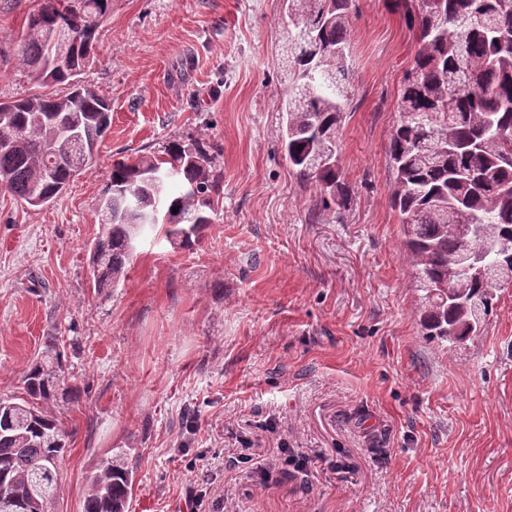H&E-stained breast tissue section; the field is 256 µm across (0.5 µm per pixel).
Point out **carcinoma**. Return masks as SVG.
Listing matches in <instances>:
<instances>
[{
  "mask_svg": "<svg viewBox=\"0 0 512 512\" xmlns=\"http://www.w3.org/2000/svg\"><path fill=\"white\" fill-rule=\"evenodd\" d=\"M302 23L314 40L288 56L290 81L282 102L281 147L296 177L319 186L321 203L340 212L350 203L339 158L338 131L348 92L336 76L348 70L353 0H306ZM415 30L418 49L403 80L401 118L388 147L394 170L392 204L403 245L426 291L422 333L461 342L483 330L502 284L486 272L505 259L491 247L461 258L463 244L450 224H475L494 243L512 236V45L495 29L512 31V0H396ZM112 0H37L18 36L20 60L50 94L0 101V120L15 139L0 146V187L32 205L55 200L82 169L74 158L96 147L112 125L110 102L80 83L94 62ZM73 34L70 62H56L51 35ZM76 131L72 146L51 150L62 128ZM216 146L190 150L173 140L164 154L113 162L90 247L94 287L114 288L134 255L136 237L154 224L129 207L134 194L152 205L154 177L175 170L179 183L163 184L160 205L178 208L166 236L184 249L199 244L212 223L211 195L219 192ZM450 288L468 289L455 300ZM25 396L0 398V512H53L67 432L48 408L75 402L79 388L66 378L65 353L51 337L24 374ZM135 477L124 453H107L88 480L81 512H128Z\"/></svg>",
  "mask_w": 512,
  "mask_h": 512,
  "instance_id": "obj_1",
  "label": "carcinoma"
}]
</instances>
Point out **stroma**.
<instances>
[{
    "label": "stroma",
    "mask_w": 512,
    "mask_h": 512,
    "mask_svg": "<svg viewBox=\"0 0 512 512\" xmlns=\"http://www.w3.org/2000/svg\"><path fill=\"white\" fill-rule=\"evenodd\" d=\"M34 6L0 0V99L37 90L16 44ZM287 20L284 0H112L81 76L112 103L95 159L43 207L0 188V397L22 395L47 337L78 339L80 399L50 408L70 440L55 512H80L113 448L136 474L129 512H186L202 484L212 512H512V287L466 345L423 336L392 206L413 32L391 0H354L340 222L281 151ZM174 139L222 148L212 224L191 250L146 231L119 285L95 288L113 160ZM236 435L324 456L265 483Z\"/></svg>",
    "instance_id": "obj_1"
}]
</instances>
